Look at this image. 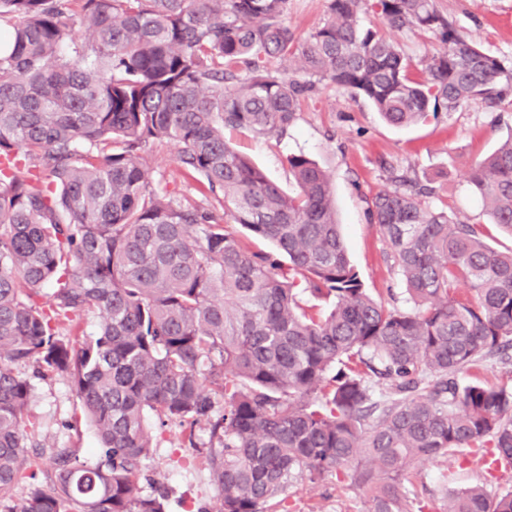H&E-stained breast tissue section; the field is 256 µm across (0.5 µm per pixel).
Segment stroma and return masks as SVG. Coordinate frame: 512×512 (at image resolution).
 Listing matches in <instances>:
<instances>
[{
    "label": "stroma",
    "instance_id": "35a3bbf8",
    "mask_svg": "<svg viewBox=\"0 0 512 512\" xmlns=\"http://www.w3.org/2000/svg\"><path fill=\"white\" fill-rule=\"evenodd\" d=\"M445 16L471 44L512 68V0H435ZM512 134V91L497 106L476 99L451 112L408 127H394L363 99L330 85L304 102L297 121L280 135L258 136L229 130L225 136L284 189L293 186L286 157L303 153L316 160L332 179V192L352 265L374 298L394 296L397 307L412 303L401 283L392 252L376 225L367 218V202L378 191L392 188V173H405L435 189L429 203L460 220L482 225L493 247L512 249V236L489 224L481 200L466 180L467 171ZM148 177L177 199L205 204L198 184L187 178L166 141L146 151ZM28 415L36 425L38 446L31 451L38 481L52 473V451L75 448L87 455L97 445L90 423L83 417L70 383L49 375L33 381ZM208 439L205 426L172 425L152 449L148 475L170 491L168 512H200L212 506L217 492L209 480L199 443ZM483 485L490 495L512 491V467L489 470L479 454L449 459L412 472L411 489L443 512L447 490ZM288 512H366V495L326 478L317 485L291 488Z\"/></svg>",
    "mask_w": 512,
    "mask_h": 512
}]
</instances>
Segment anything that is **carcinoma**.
<instances>
[{"instance_id": "carcinoma-1", "label": "carcinoma", "mask_w": 512, "mask_h": 512, "mask_svg": "<svg viewBox=\"0 0 512 512\" xmlns=\"http://www.w3.org/2000/svg\"><path fill=\"white\" fill-rule=\"evenodd\" d=\"M287 10L288 0H0V512H167L161 486L143 480L157 436L177 423L207 426L218 495L205 512H273L289 488L333 474L364 490L367 512H426L406 487L413 464L491 448L512 465V388L457 380L512 349V250L397 176L368 215L414 308L387 307L350 264L330 175L291 154L287 192L224 139L226 127L286 131L323 83L404 127L473 99L500 103L512 70L433 0H328L302 39ZM367 11L443 45L419 60L423 77L361 23ZM294 57L296 72L269 67ZM155 140L177 147L213 208L150 185ZM468 182L512 234V135ZM226 217L288 266L246 250ZM303 294L328 310L302 306ZM87 312L100 317L96 334L60 336ZM48 374L75 388L99 451L56 449L53 475L17 502L36 478L31 379ZM372 378L388 383L390 403L372 399ZM446 500L444 512H512V491L474 486Z\"/></svg>"}]
</instances>
